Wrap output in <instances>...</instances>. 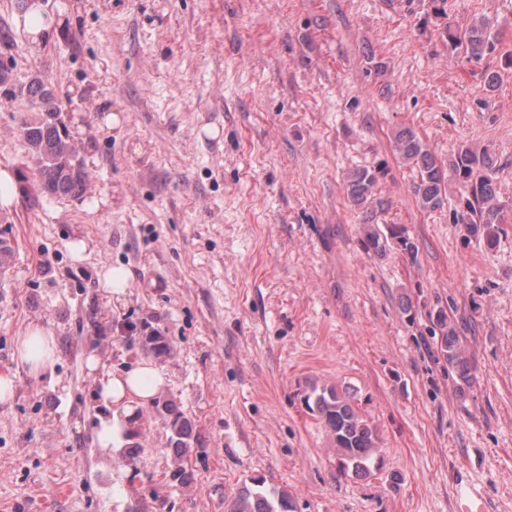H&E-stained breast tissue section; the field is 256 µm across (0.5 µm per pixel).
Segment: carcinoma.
I'll return each instance as SVG.
<instances>
[{"instance_id": "carcinoma-1", "label": "carcinoma", "mask_w": 512, "mask_h": 512, "mask_svg": "<svg viewBox=\"0 0 512 512\" xmlns=\"http://www.w3.org/2000/svg\"><path fill=\"white\" fill-rule=\"evenodd\" d=\"M440 37L450 48L462 49L473 59L483 57L492 49L490 22L486 20H480L462 32L445 23ZM0 97L8 101L20 100L28 109L29 115L21 121L19 132L42 193L51 197L80 195L89 183V173L63 121L54 90L37 77L26 84H17L13 82L11 70L1 65ZM395 147L401 159L418 173L413 194L419 207L426 211L442 207L444 172L434 155L409 129L397 133ZM448 169L468 189L461 210L455 211L457 223L467 225L469 231L484 237L488 246H495L500 207L494 189L493 155L486 148L463 145L448 160ZM376 185L377 178L369 169H354L346 184L350 202L366 210L379 204L375 198ZM389 236L402 251L416 256V246L403 228L391 226ZM429 317L438 330V344L448 366L461 379L468 380V361L445 311L435 308ZM303 400L330 433L337 451L339 471L356 476L371 473L377 448L376 430L355 405V396L334 385L310 382ZM154 409L169 420L172 445L188 447L193 438V427L185 414L172 401L162 398L154 402ZM228 512H289L288 494L266 483L264 478L254 477L250 479V486L232 501Z\"/></svg>"}]
</instances>
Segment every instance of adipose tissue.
I'll list each match as a JSON object with an SVG mask.
<instances>
[{
	"instance_id": "ef3b65f1",
	"label": "adipose tissue",
	"mask_w": 512,
	"mask_h": 512,
	"mask_svg": "<svg viewBox=\"0 0 512 512\" xmlns=\"http://www.w3.org/2000/svg\"><path fill=\"white\" fill-rule=\"evenodd\" d=\"M18 356L31 375L42 377L53 374L57 359L56 337L49 328L34 324L20 337ZM166 380L158 366L143 359L121 374L101 378L103 400L112 412L101 420L95 430V440L103 452L122 456L141 429L142 417Z\"/></svg>"
}]
</instances>
